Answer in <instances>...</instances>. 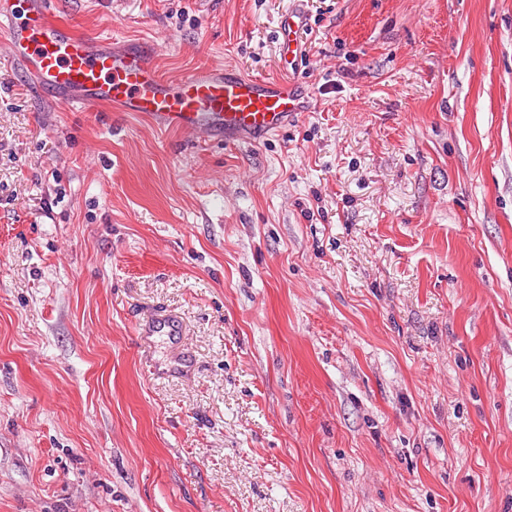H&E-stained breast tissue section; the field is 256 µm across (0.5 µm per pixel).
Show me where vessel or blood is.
<instances>
[{"label":"vessel or blood","instance_id":"1","mask_svg":"<svg viewBox=\"0 0 512 512\" xmlns=\"http://www.w3.org/2000/svg\"><path fill=\"white\" fill-rule=\"evenodd\" d=\"M306 18L291 7L278 24L280 56L295 66ZM8 63L63 107L116 106L159 124L190 129L227 143L257 144L301 109L296 83L259 80L217 65L175 80L164 78L145 50L113 49L67 31L50 18V0H0Z\"/></svg>","mask_w":512,"mask_h":512}]
</instances>
